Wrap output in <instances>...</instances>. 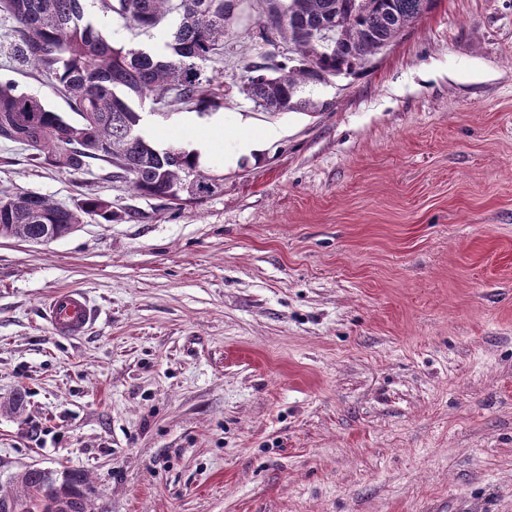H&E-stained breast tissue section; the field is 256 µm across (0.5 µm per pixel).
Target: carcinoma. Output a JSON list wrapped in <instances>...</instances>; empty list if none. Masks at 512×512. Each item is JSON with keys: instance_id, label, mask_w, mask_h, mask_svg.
I'll return each mask as SVG.
<instances>
[{"instance_id": "carcinoma-1", "label": "carcinoma", "mask_w": 512, "mask_h": 512, "mask_svg": "<svg viewBox=\"0 0 512 512\" xmlns=\"http://www.w3.org/2000/svg\"><path fill=\"white\" fill-rule=\"evenodd\" d=\"M235 0H0L15 22L7 58L50 82L78 116L69 120L38 96L0 80V140L31 150L66 172L108 168L107 179L158 199L189 202L216 193L219 179L200 170L199 154L175 144L155 147L141 133L142 109L155 105L214 107L219 96L205 65L224 50ZM265 24L288 43L286 61L245 67L242 93L265 112H327L331 101L303 96L333 77L365 74L436 0H265ZM115 14L143 29H163L153 49L106 39L100 18ZM112 222V202L88 196L73 206L34 192L0 196V237L36 241L70 234L87 218ZM21 491L3 493L18 512H90L85 475L58 477L36 468L20 477Z\"/></svg>"}]
</instances>
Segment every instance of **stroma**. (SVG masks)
Masks as SVG:
<instances>
[{"label":"stroma","instance_id":"35a3bbf8","mask_svg":"<svg viewBox=\"0 0 512 512\" xmlns=\"http://www.w3.org/2000/svg\"><path fill=\"white\" fill-rule=\"evenodd\" d=\"M264 7L239 0L206 65L220 105L147 133L223 177L201 202L0 140V192L118 214L0 238V488L77 469L92 512H512V0H437L368 73L308 87L321 113L239 93L287 54ZM0 79L69 110L1 54ZM69 288L100 313L76 338L42 315ZM274 135V131H267L262 136L243 135L238 137L234 142L232 150L227 154V161L231 163L239 155H251L254 161L260 160L264 141Z\"/></svg>","mask_w":512,"mask_h":512}]
</instances>
